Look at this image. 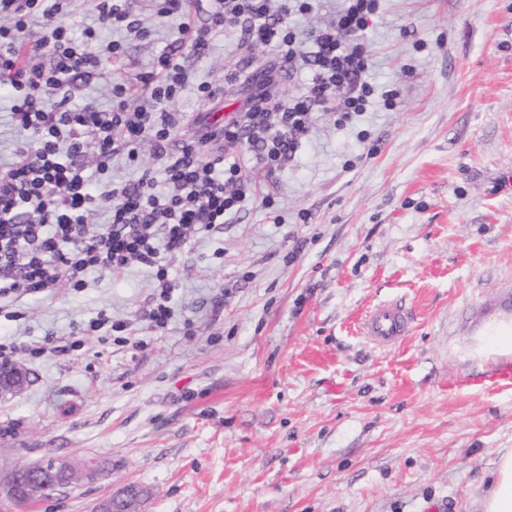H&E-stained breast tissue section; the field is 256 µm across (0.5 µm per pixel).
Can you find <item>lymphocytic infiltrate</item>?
Returning <instances> with one entry per match:
<instances>
[{
    "label": "lymphocytic infiltrate",
    "mask_w": 512,
    "mask_h": 512,
    "mask_svg": "<svg viewBox=\"0 0 512 512\" xmlns=\"http://www.w3.org/2000/svg\"><path fill=\"white\" fill-rule=\"evenodd\" d=\"M343 2L334 21L301 32L293 19L310 13L314 0H154L157 16L179 20L189 38L164 49L135 85L113 82L105 109L93 99L74 103L73 89L101 75L106 62L124 58L119 33L144 35L126 0H96L94 24L79 39L64 22L69 0H0V93L11 102L9 125L23 136L18 162L0 173V310L64 284L83 287L86 274L139 263L155 270L146 317L153 329L165 331L175 290L167 256L256 194L242 174L247 131H260L258 157L276 169L298 150L313 111L330 109L342 126L370 105L375 87L367 79L362 36L379 14L380 0ZM190 5L206 14L207 25L191 24ZM215 30L236 31L248 43L273 48L284 67L304 59L309 90L290 104L260 92L244 121L200 123L171 150L184 92L194 90L203 100L217 94L210 83H193L181 63L188 52L205 56ZM90 147L96 153L92 176L83 161ZM147 147L151 167L141 163ZM118 156L138 165L136 181L106 180ZM102 208L107 223L88 224V214ZM104 328L132 331L130 322L102 311L66 340L48 335L28 352L40 357L79 348L88 333Z\"/></svg>",
    "instance_id": "obj_1"
}]
</instances>
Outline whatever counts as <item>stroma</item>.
<instances>
[{"label": "stroma", "instance_id": "obj_1", "mask_svg": "<svg viewBox=\"0 0 512 512\" xmlns=\"http://www.w3.org/2000/svg\"><path fill=\"white\" fill-rule=\"evenodd\" d=\"M128 6L151 33L84 87L104 106L105 80L183 38L152 0ZM363 40L377 99L345 126L314 112L281 169L247 152L258 195L172 259L165 333L144 319L153 271L137 263L0 318V336L30 345L104 310L143 343L89 336L24 359L27 385L0 395V426L17 428L0 466L111 463L27 512H95L130 484L149 491L145 512H481L512 450V0H381ZM185 63L220 93L183 96L180 139L259 91H304L236 32ZM388 300L412 327L380 348L360 325Z\"/></svg>", "mask_w": 512, "mask_h": 512}]
</instances>
